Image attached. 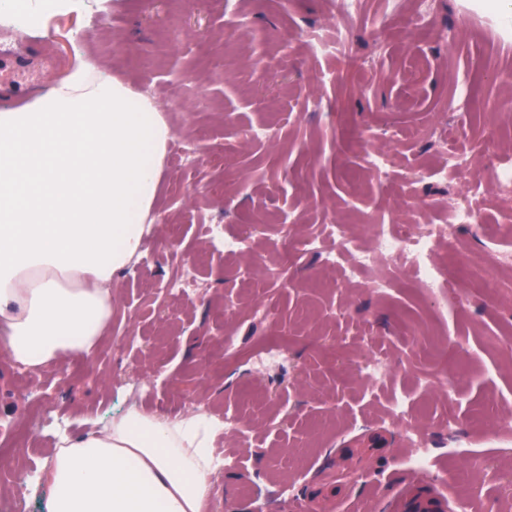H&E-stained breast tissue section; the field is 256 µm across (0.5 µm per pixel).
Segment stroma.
<instances>
[{"label": "stroma", "instance_id": "1", "mask_svg": "<svg viewBox=\"0 0 512 512\" xmlns=\"http://www.w3.org/2000/svg\"><path fill=\"white\" fill-rule=\"evenodd\" d=\"M38 27L0 25V41L57 36L52 82L79 60L107 70L157 104L173 138L206 141L208 158L165 156L140 258L116 276V315L96 350L37 371L0 351V455L49 464L56 438L108 425L135 408L168 417L238 415L215 452L236 457L213 473L207 512H391L402 492L434 490L456 512L459 498L490 495L512 512V433L493 435L479 410L512 417V273L502 291L482 293L475 273L493 262L479 226L455 230L464 252V305L427 297L411 272L392 271L386 295L350 288L296 241L332 220L361 239L382 213L442 223L453 184L406 187L411 168L448 162L442 140L489 146L491 160L466 173L486 187L480 224L512 221V202L496 195L495 170L512 164V21L477 0H434L419 29H407L415 0H363L342 32L328 22V0H85ZM339 39L337 54H312L305 34ZM151 57L144 69L143 57ZM201 83L205 103L194 98ZM273 121L277 139L246 140L249 125ZM391 144L389 178L367 177L352 194L343 174L360 169L370 146ZM253 233L259 251L235 258L200 235ZM287 249L282 280L262 260ZM198 266L192 299L166 296L177 260ZM252 280L243 283L241 274ZM415 333H400L403 318ZM231 337L233 350L222 340ZM466 351L453 388L433 379L438 351ZM373 355L392 370L374 384L362 372ZM407 391L428 407L430 472L407 465L413 450L387 414ZM457 424L447 428L448 416ZM483 456L498 475L467 471ZM39 482L20 497L17 478L0 473V512H48Z\"/></svg>", "mask_w": 512, "mask_h": 512}]
</instances>
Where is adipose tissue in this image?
Masks as SVG:
<instances>
[{"label":"adipose tissue","instance_id":"obj_1","mask_svg":"<svg viewBox=\"0 0 512 512\" xmlns=\"http://www.w3.org/2000/svg\"><path fill=\"white\" fill-rule=\"evenodd\" d=\"M171 130L148 98L87 62L0 109V349L40 369L89 354L112 322L116 274L151 230ZM220 424L130 411L61 437L50 512H205Z\"/></svg>","mask_w":512,"mask_h":512}]
</instances>
